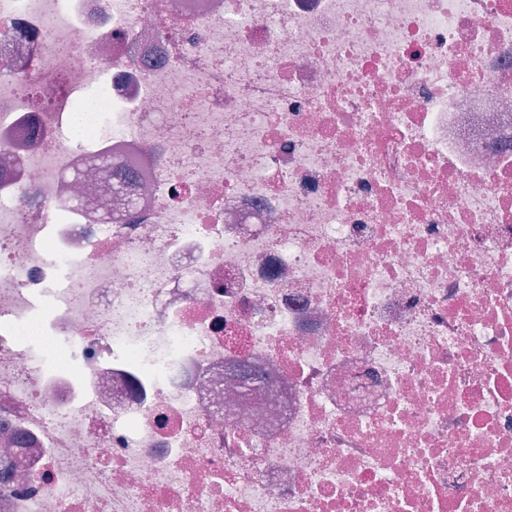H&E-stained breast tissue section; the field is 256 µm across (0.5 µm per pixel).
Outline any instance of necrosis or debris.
<instances>
[{
	"instance_id": "4bbe7bcc",
	"label": "necrosis or debris",
	"mask_w": 512,
	"mask_h": 512,
	"mask_svg": "<svg viewBox=\"0 0 512 512\" xmlns=\"http://www.w3.org/2000/svg\"><path fill=\"white\" fill-rule=\"evenodd\" d=\"M0 512H512V0H0Z\"/></svg>"
}]
</instances>
